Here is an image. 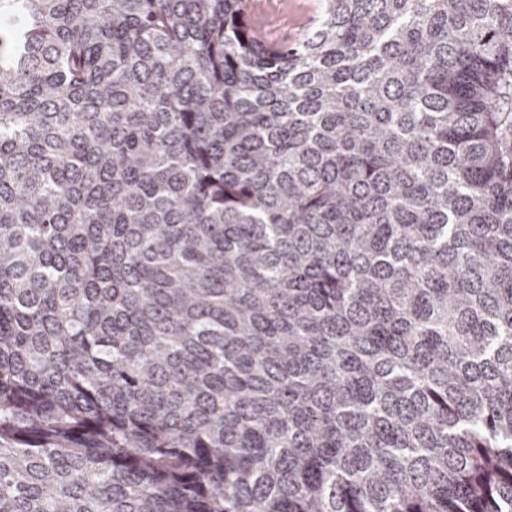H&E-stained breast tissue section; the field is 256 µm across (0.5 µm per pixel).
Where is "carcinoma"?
<instances>
[{
	"mask_svg": "<svg viewBox=\"0 0 512 512\" xmlns=\"http://www.w3.org/2000/svg\"><path fill=\"white\" fill-rule=\"evenodd\" d=\"M0 0V512H512V0ZM249 14L265 41L294 43L303 37L317 11L316 0H249Z\"/></svg>",
	"mask_w": 512,
	"mask_h": 512,
	"instance_id": "obj_1",
	"label": "carcinoma"
}]
</instances>
